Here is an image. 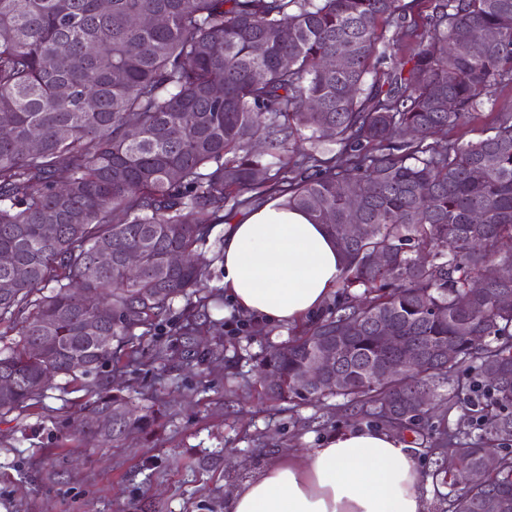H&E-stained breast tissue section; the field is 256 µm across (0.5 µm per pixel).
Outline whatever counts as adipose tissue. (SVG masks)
I'll return each instance as SVG.
<instances>
[{
	"mask_svg": "<svg viewBox=\"0 0 512 512\" xmlns=\"http://www.w3.org/2000/svg\"><path fill=\"white\" fill-rule=\"evenodd\" d=\"M221 288L239 310L295 325L323 307L343 273L324 225L274 195L224 227ZM225 512H425L418 461L403 439L344 429L247 480Z\"/></svg>",
	"mask_w": 512,
	"mask_h": 512,
	"instance_id": "1",
	"label": "adipose tissue"
}]
</instances>
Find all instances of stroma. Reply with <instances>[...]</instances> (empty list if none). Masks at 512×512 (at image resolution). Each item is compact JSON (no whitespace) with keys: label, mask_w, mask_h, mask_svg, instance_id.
<instances>
[{"label":"stroma","mask_w":512,"mask_h":512,"mask_svg":"<svg viewBox=\"0 0 512 512\" xmlns=\"http://www.w3.org/2000/svg\"><path fill=\"white\" fill-rule=\"evenodd\" d=\"M411 6L417 38L374 61V76L406 61L425 35L430 0ZM504 112L512 113V84L496 87L468 123L438 137L478 140ZM223 231L214 225L198 247L210 272L204 287L176 299L105 367L135 404L161 406L159 424L115 446L91 439L80 410L91 399L90 377L56 378L39 402L0 417V512H224L234 491L268 464L359 425L339 397L296 406L262 396L258 361L295 328L226 303L210 309L193 336L183 335L186 318L219 292ZM469 424L464 406L435 407L414 448L424 471L449 467L432 449L448 430Z\"/></svg>","instance_id":"1"}]
</instances>
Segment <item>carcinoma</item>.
Returning a JSON list of instances; mask_svg holds the SVG:
<instances>
[{"label": "carcinoma", "instance_id": "cac0c4a2", "mask_svg": "<svg viewBox=\"0 0 512 512\" xmlns=\"http://www.w3.org/2000/svg\"><path fill=\"white\" fill-rule=\"evenodd\" d=\"M409 9L403 0H110L105 10L99 0H0V254L11 256L0 263V324L18 336L0 351V376L18 379L0 389V415L44 397L56 376L88 375L83 356L99 370L135 329L201 287L196 246L225 207L245 203L240 192L284 194L336 239L340 293L361 288L368 300L336 303L266 353L262 394L296 405L341 397L372 422L417 434L429 411L410 397L429 387L472 412L471 428L440 449L460 465L444 476L456 488L448 512H512V449H499L483 481H464L486 441H512V304H501L512 278L500 275L512 265L503 254L512 114L474 143L433 140L512 83V0H432L409 67L368 80L381 26L414 36ZM153 14L164 24L134 23ZM336 54L344 66L326 68ZM330 129L350 167L308 153L289 179L256 177L283 168L305 132ZM261 136L269 151L254 155ZM340 181L359 201L363 232L350 246ZM129 250L144 258L134 276ZM173 252L187 263L167 265ZM101 309L113 313L105 343L86 333ZM346 323L357 328L340 340ZM381 323L429 353L418 373L373 375L395 356L376 340ZM326 339L345 384L299 386ZM93 392L89 432L103 442L146 433L162 416L131 407L106 378Z\"/></svg>", "mask_w": 512, "mask_h": 512}]
</instances>
